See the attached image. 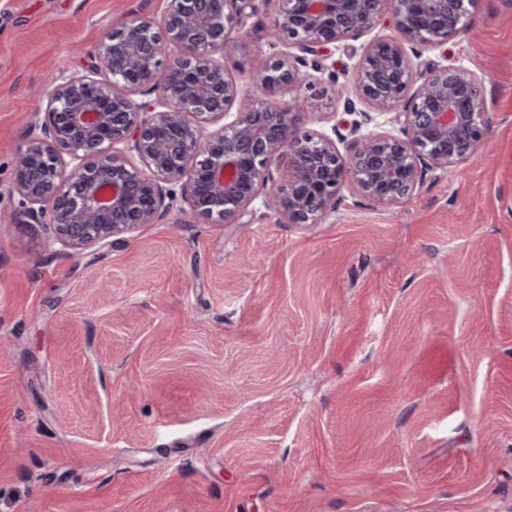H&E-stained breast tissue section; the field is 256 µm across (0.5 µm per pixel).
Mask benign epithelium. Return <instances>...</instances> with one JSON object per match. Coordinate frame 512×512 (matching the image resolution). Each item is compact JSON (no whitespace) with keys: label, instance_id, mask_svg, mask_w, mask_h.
I'll use <instances>...</instances> for the list:
<instances>
[{"label":"benign epithelium","instance_id":"benign-epithelium-1","mask_svg":"<svg viewBox=\"0 0 512 512\" xmlns=\"http://www.w3.org/2000/svg\"><path fill=\"white\" fill-rule=\"evenodd\" d=\"M276 2L269 38L288 49L243 79L280 94L335 85L344 112L334 136L302 129L293 100L260 104L228 77L224 50L254 0H169L161 19L135 14L105 34L97 76L60 68L46 85L44 117L15 157L13 190L29 223L72 256L160 223L179 200L197 218L230 223L262 197L280 222L316 224L345 187L398 205L427 172L455 170L485 143L484 79L452 63L417 76L409 55L465 33L474 0ZM389 22L397 35L367 44L350 97L316 58ZM308 55L316 76L303 70ZM356 98L403 107L397 128L369 127ZM284 158L292 173L278 182L270 168Z\"/></svg>","mask_w":512,"mask_h":512}]
</instances>
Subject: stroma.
<instances>
[{"mask_svg": "<svg viewBox=\"0 0 512 512\" xmlns=\"http://www.w3.org/2000/svg\"><path fill=\"white\" fill-rule=\"evenodd\" d=\"M167 0H0V512H512V0L413 57L483 75L488 142L316 224L172 210L72 257L12 190L55 64ZM224 52L271 54L275 0ZM330 133L334 90L294 91Z\"/></svg>", "mask_w": 512, "mask_h": 512, "instance_id": "35a3bbf8", "label": "stroma"}]
</instances>
